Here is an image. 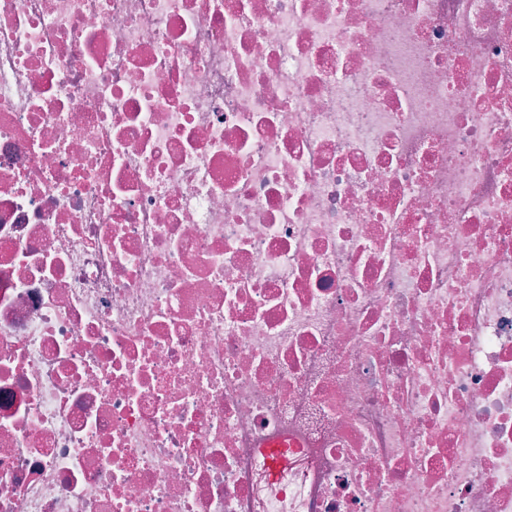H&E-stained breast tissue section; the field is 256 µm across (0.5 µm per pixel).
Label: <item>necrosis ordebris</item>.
Segmentation results:
<instances>
[{
  "label": "necrosis or debris",
  "instance_id": "obj_1",
  "mask_svg": "<svg viewBox=\"0 0 512 512\" xmlns=\"http://www.w3.org/2000/svg\"><path fill=\"white\" fill-rule=\"evenodd\" d=\"M0 512H512V0H0Z\"/></svg>",
  "mask_w": 512,
  "mask_h": 512
}]
</instances>
